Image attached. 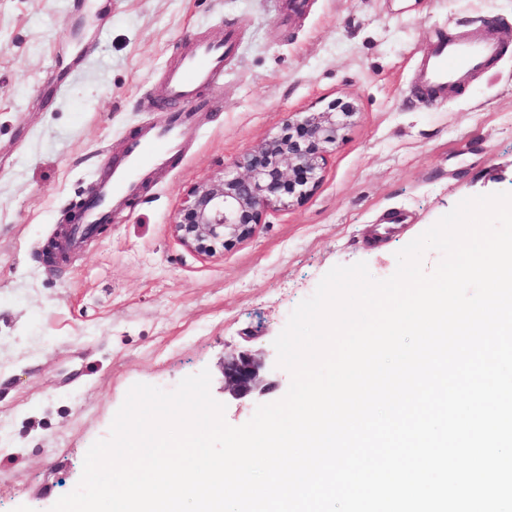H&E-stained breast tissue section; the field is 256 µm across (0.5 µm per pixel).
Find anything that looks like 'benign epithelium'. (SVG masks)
<instances>
[{"instance_id":"7a95c632","label":"benign epithelium","mask_w":512,"mask_h":512,"mask_svg":"<svg viewBox=\"0 0 512 512\" xmlns=\"http://www.w3.org/2000/svg\"><path fill=\"white\" fill-rule=\"evenodd\" d=\"M355 108L337 112H295L288 115V132L267 140L241 156L209 184L193 191L171 224L175 238L202 254L248 237L263 210L284 206L309 195L318 185L325 164L326 146L334 144ZM244 172H239V169ZM89 206L75 205L69 222L43 250L46 264L57 266L68 256L76 221ZM263 364L242 354L224 362V387L236 396L256 386Z\"/></svg>"}]
</instances>
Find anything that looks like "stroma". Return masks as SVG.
Masks as SVG:
<instances>
[{"instance_id": "stroma-1", "label": "stroma", "mask_w": 512, "mask_h": 512, "mask_svg": "<svg viewBox=\"0 0 512 512\" xmlns=\"http://www.w3.org/2000/svg\"><path fill=\"white\" fill-rule=\"evenodd\" d=\"M0 0V512H49L78 485L136 383L174 390L209 369L239 426L281 399L273 342L334 266L384 280L395 254L461 200L512 192V0ZM238 51L190 151L155 172L97 236L51 269L44 245L107 159L144 124L163 71L226 27ZM477 32L505 50L444 96L414 90L430 44ZM83 48L85 60L69 69ZM353 105L317 188L263 211L252 236L211 256L171 233L187 195L281 133L288 114ZM407 220L382 233V217ZM270 368L244 398L224 392L225 357Z\"/></svg>"}]
</instances>
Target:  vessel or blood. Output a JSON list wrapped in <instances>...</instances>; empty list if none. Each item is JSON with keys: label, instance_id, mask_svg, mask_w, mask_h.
I'll return each mask as SVG.
<instances>
[{"label": "vessel or blood", "instance_id": "obj_1", "mask_svg": "<svg viewBox=\"0 0 512 512\" xmlns=\"http://www.w3.org/2000/svg\"><path fill=\"white\" fill-rule=\"evenodd\" d=\"M236 48L237 36L231 28L225 31L222 41L189 42L146 100L151 109L161 103L171 106L169 121L162 126L143 128L129 141L124 156L112 164L106 176L89 186L91 204L83 217L84 223H103L111 207L125 203L141 181L182 155L190 138L186 122L202 106L199 89L223 83L225 64ZM499 52L500 42L490 33L460 41H436L421 59L417 84L428 93H445L481 72Z\"/></svg>", "mask_w": 512, "mask_h": 512}]
</instances>
